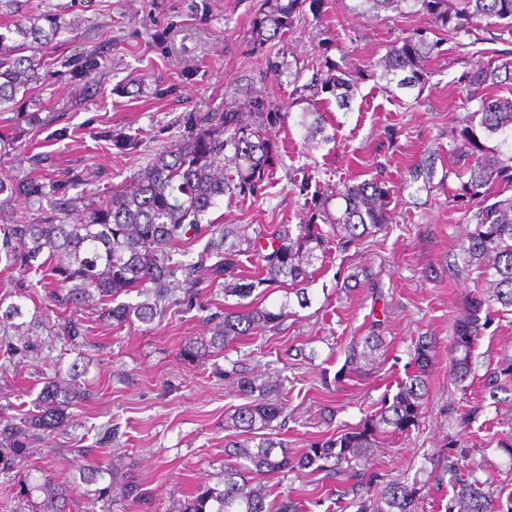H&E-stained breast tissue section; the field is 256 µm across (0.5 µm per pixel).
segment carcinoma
<instances>
[{
    "label": "carcinoma",
    "instance_id": "cac0c4a2",
    "mask_svg": "<svg viewBox=\"0 0 512 512\" xmlns=\"http://www.w3.org/2000/svg\"><path fill=\"white\" fill-rule=\"evenodd\" d=\"M307 1L312 9L322 5V0H267V8L251 19L253 46L261 50L269 42L284 41L294 16ZM27 2L0 0V108L8 111L52 76L47 60L27 51L35 44L50 49L62 30L83 23L81 18L66 23L59 14L32 13ZM404 5L426 15L433 28L459 33L485 23L512 32V0H355L353 10L399 11ZM438 46L421 31L393 45L377 62L386 88L423 87L426 63ZM111 51L112 44H105L71 61L72 67L91 74L106 64ZM268 67L278 81L288 76L294 93H309L303 101L310 108L301 112L299 121L304 139L330 141L325 113L316 101L333 99L338 108H346L360 79L359 69L317 60L311 65L310 82L301 85L302 68L294 70L283 60L270 61ZM505 85H512V60L474 64L467 90L478 101V109L468 116L455 147L465 160L455 173L459 181L456 196L476 201L471 215L474 230L463 248L459 272L476 266L484 274L483 288L471 296L466 313L452 324L451 376L459 386L471 375L483 320L493 311L512 312V196L488 200L494 183L512 182V156L504 158L485 149L475 132L478 127L490 136L512 138V98L495 92V87ZM247 104L248 119L232 106L188 118L190 132L176 148L158 155L129 185L107 191L102 203L78 223L65 219L77 206V199L69 196L77 177L46 183L0 170V251L6 266L20 272L14 290L0 296V358L6 365H16L42 348L46 314L38 309L31 312L22 303L29 299L23 275L38 271L46 279L49 303L65 313L61 334L76 354L65 376L43 382L32 408L19 410L17 416H0V473L18 475L6 498L0 500V512H72L68 491L45 469L28 467L27 461L34 441L61 428L70 417L69 409L90 396L82 381L88 367L83 353L84 308L90 303L99 305L103 316L115 325L133 319L151 323L177 288L172 280V249L188 244L190 231L196 237L202 232L209 235L206 259H215L208 265L211 282L218 284L239 268L246 240L229 226L204 227L202 219L220 197L245 202L263 194L281 157L271 131L286 116L263 96H250ZM48 186L57 195L56 213L39 224L13 215L14 201L21 197L37 200ZM336 198L344 202L337 216L330 212L329 199L318 194L305 198L302 224L281 225L266 247L253 243L258 278H239L224 288L247 298L263 284L285 286V300L278 308L224 310L216 316L210 337L190 338L181 344V360L196 363L213 349L224 350L278 326L288 316L291 297L301 307L308 304L309 268L319 259L318 253H326L334 240L346 247L393 223L390 188L381 179L344 180L336 186ZM133 291L145 300L137 304L118 301L120 295ZM9 297L15 301L7 304ZM384 348V337L375 325L367 335L353 338L344 365L334 376V386H341L352 374L367 376ZM435 348V337H418L413 345V370L374 415L336 436L311 442L299 455L291 452L275 425L285 416L271 386L235 374L245 403L230 415L233 433L224 439V479L175 500L169 512H300V502L272 496L266 480L305 471L344 478L354 493L356 512H419L422 488L415 483L383 481L365 465L381 437L407 434L417 426L429 392L428 369ZM448 471L458 472L448 512H512V493L503 497L482 489L479 466L470 449L448 442L436 481H442ZM80 481L95 486L87 496L106 504L104 512H112L110 492L117 485L131 505H146L151 500L150 491L127 475L123 460L115 456L106 464L82 469Z\"/></svg>",
    "mask_w": 512,
    "mask_h": 512
}]
</instances>
